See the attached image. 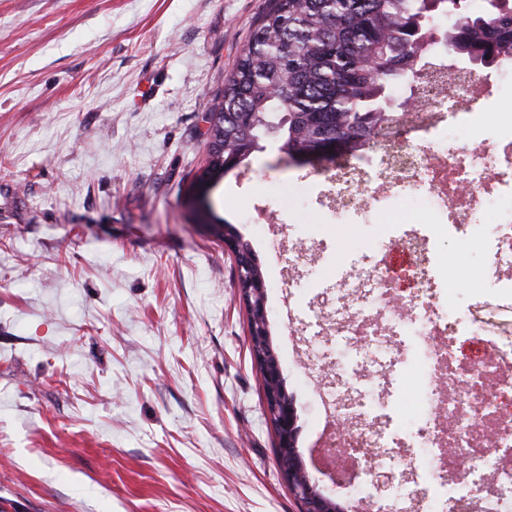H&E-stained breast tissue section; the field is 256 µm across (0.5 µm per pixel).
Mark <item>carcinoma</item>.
I'll return each mask as SVG.
<instances>
[{
    "label": "carcinoma",
    "instance_id": "obj_1",
    "mask_svg": "<svg viewBox=\"0 0 512 512\" xmlns=\"http://www.w3.org/2000/svg\"><path fill=\"white\" fill-rule=\"evenodd\" d=\"M486 2L471 13L465 0H441L433 14L420 0H270L208 113L212 165L244 163L271 130L297 155L332 139L356 153L408 105L390 89L405 68L425 66L430 50L414 31L435 16L450 21L448 54L482 65L512 59V10Z\"/></svg>",
    "mask_w": 512,
    "mask_h": 512
}]
</instances>
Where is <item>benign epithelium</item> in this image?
<instances>
[{
    "label": "benign epithelium",
    "instance_id": "benign-epithelium-1",
    "mask_svg": "<svg viewBox=\"0 0 512 512\" xmlns=\"http://www.w3.org/2000/svg\"><path fill=\"white\" fill-rule=\"evenodd\" d=\"M345 153L346 145L343 141L329 140L320 143L313 152L297 157V161L318 164L322 161L337 159ZM214 183L215 180L208 170L202 169L197 174L195 205L200 221L203 223L213 222L207 194ZM242 268L243 265H237L238 281L243 299L249 308L258 309V318L264 320L267 318V308L263 297L264 284L246 280ZM260 328L259 332H249V336L258 338L259 342L258 349L253 351V360L262 376L267 410L276 432L278 445L295 448L298 444L299 434L297 411L292 401H286L280 395L279 385L282 379L280 362L267 336V326L262 324ZM281 473L289 490L302 503V512H328L331 500L316 491L300 458H295L292 465L282 468Z\"/></svg>",
    "mask_w": 512,
    "mask_h": 512
}]
</instances>
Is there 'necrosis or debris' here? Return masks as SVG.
Wrapping results in <instances>:
<instances>
[{
    "mask_svg": "<svg viewBox=\"0 0 512 512\" xmlns=\"http://www.w3.org/2000/svg\"><path fill=\"white\" fill-rule=\"evenodd\" d=\"M431 68L398 128L376 136L363 153L336 160L315 197L346 224L375 214L383 232L374 249L396 243L406 251L410 288H397L379 260L352 257L314 273L323 244L311 237H282L277 244L286 252L291 287L318 290L333 280L350 291L332 311L313 301L299 309L306 335H322L332 322L353 340L365 338L387 351L396 348L397 337H415L410 370L419 381L438 384L416 411L397 490L385 502H367L368 512H438L443 476L460 454L483 461L457 496L461 512H476L491 482L504 489L497 512H512V464L487 458L480 438L485 422L494 420L497 447H512V414L506 412L512 403V113H498L496 133L488 135L474 107L496 98L497 82L478 79L444 54L433 57ZM415 222L419 230L402 234L403 225ZM450 238L476 244L481 253L477 297L494 303L487 316L478 314L475 297L458 292L470 271L440 250ZM306 268L313 275L303 283L296 274ZM469 338L485 344L465 360L457 344ZM318 399L325 422L346 417L351 423L349 438L332 450L333 461L356 464L360 483L372 482V453L390 447L392 433L368 422L365 403L351 401L334 375L326 374Z\"/></svg>",
    "mask_w": 512,
    "mask_h": 512,
    "instance_id": "1",
    "label": "necrosis or debris"
}]
</instances>
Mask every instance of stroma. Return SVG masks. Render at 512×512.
<instances>
[{"mask_svg": "<svg viewBox=\"0 0 512 512\" xmlns=\"http://www.w3.org/2000/svg\"><path fill=\"white\" fill-rule=\"evenodd\" d=\"M268 3L0 0V512H300L234 259L190 221L206 115ZM325 176L269 139L208 194L259 259L302 449L324 427L306 346L370 400L386 366L289 318L273 235L312 233L340 263L378 235L287 208ZM303 464L361 512L352 470Z\"/></svg>", "mask_w": 512, "mask_h": 512, "instance_id": "1", "label": "stroma"}]
</instances>
